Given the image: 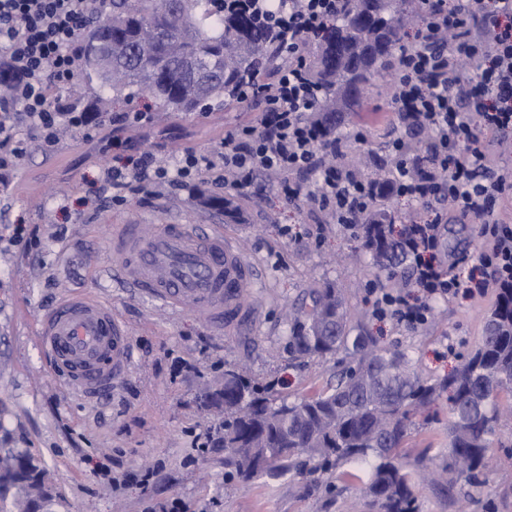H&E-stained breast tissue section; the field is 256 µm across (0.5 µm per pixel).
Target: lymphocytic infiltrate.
Here are the masks:
<instances>
[{"instance_id": "f902f5d3", "label": "lymphocytic infiltrate", "mask_w": 512, "mask_h": 512, "mask_svg": "<svg viewBox=\"0 0 512 512\" xmlns=\"http://www.w3.org/2000/svg\"><path fill=\"white\" fill-rule=\"evenodd\" d=\"M261 18L288 61L270 83L247 82L238 102L261 100L258 122L225 130L211 150L182 152L177 163L143 152L131 172L106 169L104 189L113 202L123 191L154 198L162 187L185 190L200 184L248 195L266 175L291 202L310 201L329 221L353 231L378 199L361 172L337 163L347 145L324 141L308 118L322 96L302 51L315 42L338 11V0H237ZM410 46L401 50L390 97L397 115L429 133L419 160L408 157L409 140L388 147V193L418 203L405 241L418 298L384 287L371 289L373 312L410 328L426 325L432 304L461 295L499 297L512 290V222L504 217L512 200V165L500 164L487 141L512 133V0H431ZM94 14L92 0H0V68L13 76L10 97L0 99V168L21 165L31 135L56 145L63 128L93 136L98 124L69 110L50 88L69 89L81 54L79 36ZM473 220L481 240L484 271L472 279L437 264L439 227L449 215Z\"/></svg>"}]
</instances>
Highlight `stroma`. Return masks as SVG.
I'll return each mask as SVG.
<instances>
[{
    "instance_id": "1",
    "label": "stroma",
    "mask_w": 512,
    "mask_h": 512,
    "mask_svg": "<svg viewBox=\"0 0 512 512\" xmlns=\"http://www.w3.org/2000/svg\"><path fill=\"white\" fill-rule=\"evenodd\" d=\"M365 109L350 117L346 132L363 131L356 156L392 137L390 106L375 89ZM253 101L209 116L174 113L121 133V145L63 134L56 147L29 140L19 167L0 174V448L31 454L46 470L60 498L57 512H158L180 499L184 512H349L360 482L332 474L263 477L243 486L227 481L224 451L194 450L195 432L219 422L223 404L205 405L224 384V369L245 367L275 384L289 399L308 396L330 381L334 359H294L288 354L284 304H308L310 289L340 288L355 320L380 343L407 351L429 377H443L477 345L493 307L489 297L435 302L428 323L416 329L373 315L367 286L377 274L359 238L335 224H321L306 204H291L277 188L257 181L250 198L225 196L233 214L200 201L210 188L150 201L126 193L111 204L100 191L102 168L128 172L140 153L176 158L184 149L214 147L240 117L258 118ZM140 225L143 234L165 224H216L234 236L259 269L245 300L251 316L218 330L188 312H174L120 288L111 250L112 227ZM36 230L37 247L14 246L15 228ZM92 293L111 303L133 344L132 366L106 400L89 401L50 373L36 346L43 311L72 294ZM417 423L403 448L405 462L420 469L448 462V404ZM493 467L479 476L469 512H512V419L493 436ZM157 477L144 479L146 469Z\"/></svg>"
}]
</instances>
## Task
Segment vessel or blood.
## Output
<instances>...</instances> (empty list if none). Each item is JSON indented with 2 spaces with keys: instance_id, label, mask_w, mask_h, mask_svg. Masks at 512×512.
<instances>
[{
  "instance_id": "vessel-or-blood-1",
  "label": "vessel or blood",
  "mask_w": 512,
  "mask_h": 512,
  "mask_svg": "<svg viewBox=\"0 0 512 512\" xmlns=\"http://www.w3.org/2000/svg\"><path fill=\"white\" fill-rule=\"evenodd\" d=\"M118 275L135 293L217 328L246 320L242 289L257 276L236 241L210 225L170 224L152 236L122 224L112 235ZM37 346L52 373L77 395L108 396L131 366L125 323L97 297L66 298L40 318Z\"/></svg>"
}]
</instances>
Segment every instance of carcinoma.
<instances>
[{
	"mask_svg": "<svg viewBox=\"0 0 512 512\" xmlns=\"http://www.w3.org/2000/svg\"><path fill=\"white\" fill-rule=\"evenodd\" d=\"M96 11L80 60V75L112 90V99L150 94L164 112H207L236 102L243 79L268 78L282 62L254 18L221 16L219 0H111ZM308 55L323 96L312 118L323 136H336L349 112L363 111L361 91L394 68L397 51L423 13L418 0H343ZM395 216L374 205L359 237L371 264L391 282L409 279L411 259L392 232ZM288 336L295 358H336V382L300 400L276 394L274 383L224 369V421L218 437L234 478L328 473L347 463H376L367 473L366 512H419L414 473L403 461L417 424L436 417L448 399V470L471 486L488 464L490 437L501 421V399L512 397V293L491 309L477 349L448 376L423 375L409 356L381 346L353 324L340 289L309 292ZM0 472L20 476L16 502L30 512L33 496L49 506L46 472L27 453L0 454Z\"/></svg>",
	"mask_w": 512,
	"mask_h": 512,
	"instance_id": "1",
	"label": "carcinoma"
}]
</instances>
